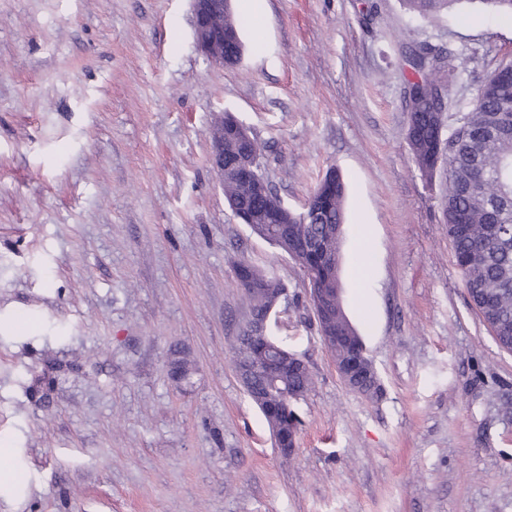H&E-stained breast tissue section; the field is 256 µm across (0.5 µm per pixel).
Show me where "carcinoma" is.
<instances>
[{"label": "carcinoma", "instance_id": "carcinoma-1", "mask_svg": "<svg viewBox=\"0 0 512 512\" xmlns=\"http://www.w3.org/2000/svg\"><path fill=\"white\" fill-rule=\"evenodd\" d=\"M460 0H401L413 17L429 19ZM405 76L412 107L408 111L406 143L421 175L444 179L442 221L454 245L456 264L472 305L492 330L500 348L512 351V64L497 67L480 85L468 112L449 122L448 91L465 71L460 56H444L422 44L409 53ZM238 120L224 114V197L243 223L281 231V248L298 262L318 288L339 287L338 264L344 232L346 185L338 173H328L316 186L307 208L295 212L278 196L263 192L262 148L248 137L232 134ZM248 155L252 172L233 165ZM235 279H249L258 291L248 296L249 314L240 330L234 358L265 360L267 343L250 336L255 319L267 308L263 288L281 284L263 271L240 264ZM321 331L332 330L350 341L338 356L358 355L362 337L345 312L319 315ZM364 377L358 392L375 397L373 364L362 362ZM250 386L253 403L262 414L284 396L305 397L312 387L311 373L286 371L269 390L263 372L255 371Z\"/></svg>", "mask_w": 512, "mask_h": 512}]
</instances>
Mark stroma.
<instances>
[{
	"instance_id": "1",
	"label": "stroma",
	"mask_w": 512,
	"mask_h": 512,
	"mask_svg": "<svg viewBox=\"0 0 512 512\" xmlns=\"http://www.w3.org/2000/svg\"><path fill=\"white\" fill-rule=\"evenodd\" d=\"M232 0L236 67L191 0H0V512H512V353L469 304L405 141L401 52L467 60L448 113L512 61V16L399 0ZM228 113L302 211L347 186L340 280L382 393L347 387L301 266L243 224L212 164ZM253 265L307 362L282 460L239 381ZM193 5V27L197 50L210 62L223 66L228 64L224 52L241 59L242 42L238 38L224 44V34L239 36V23L231 8L229 0H191ZM405 10L413 17L429 19L447 10L460 0H401Z\"/></svg>"
}]
</instances>
